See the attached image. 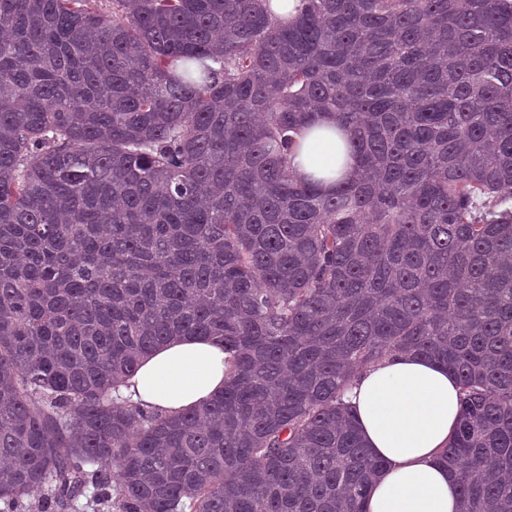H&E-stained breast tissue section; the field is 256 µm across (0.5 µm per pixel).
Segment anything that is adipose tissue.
Returning a JSON list of instances; mask_svg holds the SVG:
<instances>
[{
  "label": "adipose tissue",
  "mask_w": 512,
  "mask_h": 512,
  "mask_svg": "<svg viewBox=\"0 0 512 512\" xmlns=\"http://www.w3.org/2000/svg\"><path fill=\"white\" fill-rule=\"evenodd\" d=\"M334 116H315L290 159L294 177L332 188L347 169L336 162ZM223 342L178 337L143 358L119 396L162 414L197 407L223 391L228 376ZM363 441L384 461L366 512H459L456 483L438 463L459 424L456 377L442 364L399 353L357 375L346 395Z\"/></svg>",
  "instance_id": "adipose-tissue-1"
}]
</instances>
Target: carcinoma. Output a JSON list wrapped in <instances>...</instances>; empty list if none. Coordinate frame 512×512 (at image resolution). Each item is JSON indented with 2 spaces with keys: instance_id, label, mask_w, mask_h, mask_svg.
<instances>
[{
  "instance_id": "obj_1",
  "label": "carcinoma",
  "mask_w": 512,
  "mask_h": 512,
  "mask_svg": "<svg viewBox=\"0 0 512 512\" xmlns=\"http://www.w3.org/2000/svg\"><path fill=\"white\" fill-rule=\"evenodd\" d=\"M295 11L0 0V512H365L343 397L400 351L458 379L461 512H512V0ZM319 112L331 192L288 170ZM178 336L224 391L112 398Z\"/></svg>"
}]
</instances>
